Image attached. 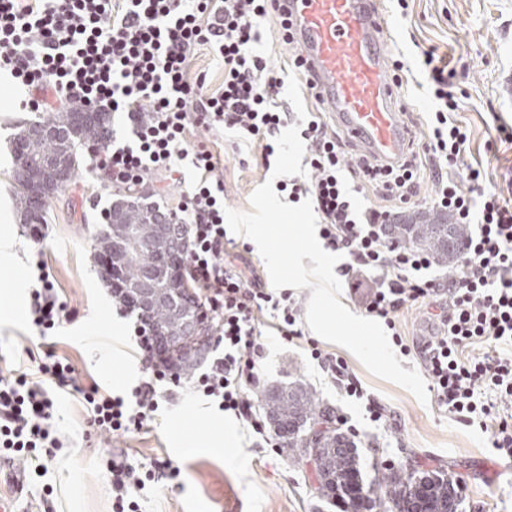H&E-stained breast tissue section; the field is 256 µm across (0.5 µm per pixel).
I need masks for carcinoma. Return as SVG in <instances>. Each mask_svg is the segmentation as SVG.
<instances>
[{"instance_id": "carcinoma-1", "label": "carcinoma", "mask_w": 512, "mask_h": 512, "mask_svg": "<svg viewBox=\"0 0 512 512\" xmlns=\"http://www.w3.org/2000/svg\"><path fill=\"white\" fill-rule=\"evenodd\" d=\"M77 106L53 116L49 128L52 133L42 139L30 140L24 132L13 139V150L18 172L36 176L44 165H71L78 159L80 147L107 139V122L93 118L76 123ZM17 196L29 224L46 221L45 207L35 208L28 182L18 178ZM466 224H450L445 214H428L415 224H396L393 234L398 240L433 256L437 265H454L468 237ZM183 236L181 225L166 221L152 204L118 202L112 205L111 219L99 232L98 241L103 251H112V269L106 275L112 288L123 296L133 297L146 290L152 296L151 318L158 324L172 323L173 314L195 303L182 281L174 287L169 282L165 254L179 251ZM262 409L270 425L286 440L292 449L303 446L302 436L308 433L306 425L317 423L315 397L302 384L275 387L264 392ZM322 438V465L319 471V490L331 499L360 496L362 512H385L383 500L362 493L363 476L358 450L343 433L325 428ZM394 512H409L420 504L421 512H459L461 497L454 482L438 473L403 474L393 471L387 486Z\"/></svg>"}]
</instances>
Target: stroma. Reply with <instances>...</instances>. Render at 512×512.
I'll return each mask as SVG.
<instances>
[{"label":"stroma","mask_w":512,"mask_h":512,"mask_svg":"<svg viewBox=\"0 0 512 512\" xmlns=\"http://www.w3.org/2000/svg\"><path fill=\"white\" fill-rule=\"evenodd\" d=\"M382 50L387 59H402L410 72L399 91L402 119L416 144L428 135L430 84L421 52L456 67L460 111L452 121L466 129V163L479 164L492 186H504L512 173V0H383ZM47 115L19 106L0 110V174L15 169L12 140L21 127ZM507 134H500V127ZM261 148L234 134L224 137V205L250 208L251 193L270 177L261 164ZM75 178L47 204V238L36 244L16 197L15 182L0 187V233L17 243L22 269H0V371L32 369L41 338L29 318L30 289L36 260H43L55 279L61 300L72 311L56 332L58 354L70 359L79 381L95 380L104 390L122 395L146 376L140 355L129 346L136 314L113 321L100 295L105 281L93 252L104 225L103 211L123 192L92 171L88 148ZM345 357L367 394L394 411L397 428L384 431L371 422L360 401L328 381L312 359L309 344ZM261 389L306 383L318 410L347 420L358 432L364 480L382 495L390 470L437 471L452 476L463 500L462 512H512V478L483 480L481 465L500 460L491 446L495 421L470 424L421 404L404 388L370 374L345 348L313 332L293 342L269 339L261 361ZM55 426L63 446L55 457L40 456V468L25 466V486L15 492L0 482V500L13 512H112V486L105 463L115 454L133 465L170 459L180 475L148 484L139 497L140 512H337L321 496L308 465L298 463L287 446L268 447L241 421L224 415L209 399L181 389L161 403L147 431L120 435L96 429L79 396L54 393ZM223 436V451L210 443ZM377 447H367V440Z\"/></svg>","instance_id":"1"}]
</instances>
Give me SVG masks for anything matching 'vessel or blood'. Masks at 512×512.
<instances>
[{"label":"vessel or blood","mask_w":512,"mask_h":512,"mask_svg":"<svg viewBox=\"0 0 512 512\" xmlns=\"http://www.w3.org/2000/svg\"><path fill=\"white\" fill-rule=\"evenodd\" d=\"M305 74L359 155L400 163L409 130L396 107L397 81L382 52L378 0H282Z\"/></svg>","instance_id":"vessel-or-blood-1"}]
</instances>
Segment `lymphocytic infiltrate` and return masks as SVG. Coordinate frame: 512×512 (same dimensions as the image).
I'll use <instances>...</instances> for the list:
<instances>
[{
    "instance_id": "1",
    "label": "lymphocytic infiltrate",
    "mask_w": 512,
    "mask_h": 512,
    "mask_svg": "<svg viewBox=\"0 0 512 512\" xmlns=\"http://www.w3.org/2000/svg\"><path fill=\"white\" fill-rule=\"evenodd\" d=\"M276 17L273 0H0V70L27 88L22 105L38 112L59 105L82 106L119 116L130 132L94 146L91 165L99 176L127 191L147 179H173L182 161L194 177L181 195L176 217L188 229L191 248L186 267L199 298L215 324V356L192 379V390L272 443L253 399L264 346L256 329L267 314L272 335L291 342L302 338L299 302L293 292L269 288L240 252L226 248L224 179L218 154L207 144L191 143L189 127L223 133L232 130L262 144L264 167H272L277 137L300 127L307 176L281 179L291 202L311 200L320 215L325 249L343 255L336 268L366 316L394 327L395 315L415 305L434 306L438 333L419 349L438 407L468 422L495 417L492 446L512 456V423L501 418L512 401V198L486 187L484 170L465 167L467 134L451 122L460 99L447 65H436L423 51L434 99L423 149H411L389 168L355 158L321 113L295 115L280 97L285 70L299 71L297 54L286 68L271 67L254 45L258 24ZM279 33L285 18L276 17ZM209 48L224 68V80L211 87L206 73L192 72L200 48ZM465 168L464 179L452 170ZM433 180L434 208L455 223L470 225L462 257L446 277L434 275L430 255L390 239L386 226L394 208L413 206L424 180ZM373 188L387 204L360 208L357 194ZM30 319L48 337L70 318L67 304L43 261H36ZM133 340L146 380L127 394L114 395L97 383H79L71 363L44 351L36 373L0 377V447L30 460L36 449L52 453L61 442L55 432V402L50 389L80 395L91 421L109 432L141 431L161 402L173 400L181 377L155 350L156 336L137 320ZM483 352L469 354L474 345ZM332 383L364 400L372 422L393 425L394 414L368 397L346 360L311 348ZM112 512H139L135 499L147 483L176 477L168 459L148 468L111 458Z\"/></svg>"
}]
</instances>
